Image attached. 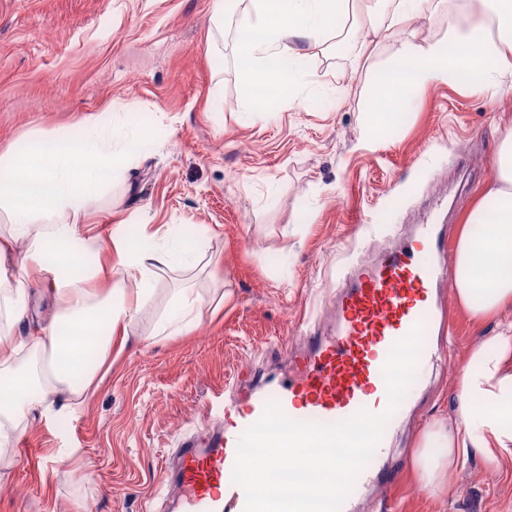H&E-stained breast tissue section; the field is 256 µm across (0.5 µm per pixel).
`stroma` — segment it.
Here are the masks:
<instances>
[{
	"mask_svg": "<svg viewBox=\"0 0 512 512\" xmlns=\"http://www.w3.org/2000/svg\"><path fill=\"white\" fill-rule=\"evenodd\" d=\"M213 0H0V151L31 132L85 120L115 135L137 128L148 152L130 156L112 186L79 218L85 233L125 225L183 228L199 248L194 268L159 273L155 291L113 346L112 367L84 407L25 421L0 460V512H150L165 463L200 433V410L242 361L258 379L288 372L279 342L321 328L352 267L413 225L458 228L492 178L501 134L512 128V91L496 98L448 83L423 88L405 122L367 141L359 116L370 64L400 42L448 35L470 0H430L428 17L380 38L369 61L328 38L310 64L319 103L243 112L235 62L237 15L216 29ZM204 299L189 335L153 332L174 293ZM452 309L446 358L416 376L400 405L388 461L397 483L358 512H512V468L472 457L453 492L429 495L410 477L427 426L457 420L454 381L464 351L493 335Z\"/></svg>",
	"mask_w": 512,
	"mask_h": 512,
	"instance_id": "1",
	"label": "stroma"
}]
</instances>
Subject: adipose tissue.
Masks as SVG:
<instances>
[{"instance_id":"obj_1","label":"adipose tissue","mask_w":512,"mask_h":512,"mask_svg":"<svg viewBox=\"0 0 512 512\" xmlns=\"http://www.w3.org/2000/svg\"><path fill=\"white\" fill-rule=\"evenodd\" d=\"M238 13L235 55L242 73L240 102L259 112L271 101L307 108L304 94L312 51L321 49L351 0H252ZM429 0H366L373 36L423 15ZM465 18L449 17L445 39L403 42L395 59L372 72L361 130L377 138L398 125L403 110L425 86L447 82L497 96L512 86V0H477ZM498 37L490 39L488 23ZM128 149L107 139L96 122L73 132L37 133L23 147L0 154V266L15 243L27 246L23 274L52 284L60 312L44 326L16 338L27 311L25 288L0 277V446L18 420L51 413L55 403L80 409L112 355L126 344L128 327L153 294L158 272L193 264L189 233L163 243L114 238L102 249L77 222L102 187L123 167ZM455 296L475 322L512 309V130L501 136L491 185L467 213L455 243ZM201 299L181 291L159 319L165 336L187 335ZM75 338L63 335V328ZM44 357L42 369L15 368L22 351ZM454 426L427 429L411 459V474L432 494L451 491L450 473L480 455L495 470L512 463V322L468 349L457 383Z\"/></svg>"}]
</instances>
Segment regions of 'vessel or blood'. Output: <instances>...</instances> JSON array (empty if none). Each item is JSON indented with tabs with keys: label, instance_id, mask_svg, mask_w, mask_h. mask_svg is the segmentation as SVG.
<instances>
[{
	"label": "vessel or blood",
	"instance_id": "1",
	"mask_svg": "<svg viewBox=\"0 0 512 512\" xmlns=\"http://www.w3.org/2000/svg\"><path fill=\"white\" fill-rule=\"evenodd\" d=\"M442 251L436 225L419 224L398 246L354 269L329 312V330L302 336L300 350L291 352L287 380L255 388L243 405L225 394L220 423L182 440L161 473L159 512H244L245 493L233 481L237 445L267 403L290 419L320 424L363 410L382 412L383 365L391 347L414 325L428 336L440 321L438 292L451 276L438 261ZM390 440L383 433L341 512H355V499L394 480L393 471L380 467Z\"/></svg>",
	"mask_w": 512,
	"mask_h": 512
}]
</instances>
